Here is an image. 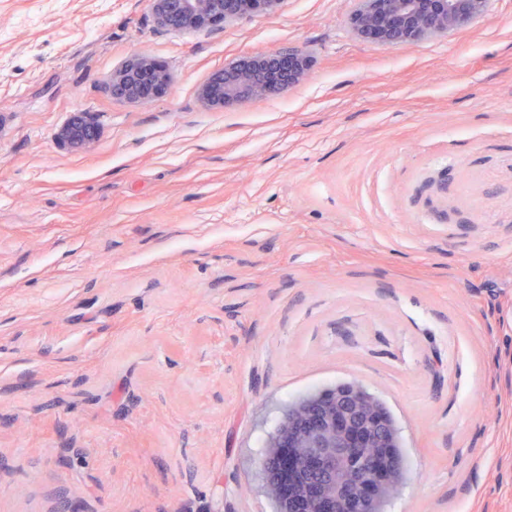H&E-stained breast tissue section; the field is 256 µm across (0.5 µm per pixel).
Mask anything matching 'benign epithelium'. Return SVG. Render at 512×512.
Here are the masks:
<instances>
[{"mask_svg":"<svg viewBox=\"0 0 512 512\" xmlns=\"http://www.w3.org/2000/svg\"><path fill=\"white\" fill-rule=\"evenodd\" d=\"M283 0H151L157 23L172 31H198L249 17L257 4L267 13ZM350 27L358 40L413 46L444 36L479 19L487 0H355ZM310 70L305 51L259 52L224 66L200 88L209 106H246L265 97L271 77L281 88L304 81ZM172 83L166 71L138 54L112 72V96L148 100L150 84ZM98 136L89 112H75L58 133L68 148L88 147ZM398 430L384 405L360 383L349 382L311 394L288 408L269 438L261 461L263 487L276 512H381L380 504L400 483L395 448Z\"/></svg>","mask_w":512,"mask_h":512,"instance_id":"1","label":"benign epithelium"}]
</instances>
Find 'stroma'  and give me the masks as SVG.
Wrapping results in <instances>:
<instances>
[{"instance_id": "stroma-1", "label": "stroma", "mask_w": 512, "mask_h": 512, "mask_svg": "<svg viewBox=\"0 0 512 512\" xmlns=\"http://www.w3.org/2000/svg\"><path fill=\"white\" fill-rule=\"evenodd\" d=\"M354 7L0 0V512H275L269 436L352 381L399 432L385 512H512V0L402 47ZM293 47L299 85L200 102ZM140 51L170 88L113 98ZM283 0H151L157 23L172 31H198L217 22L233 24L249 17L260 3L277 12ZM283 59L291 63L288 71L280 69ZM309 70V56L299 48L254 53L224 65L201 86L199 97L209 106L242 107L268 94L271 77L282 76L281 88L287 89L304 81ZM98 125L89 112H75L58 133L64 147L82 149L88 147L98 136Z\"/></svg>"}]
</instances>
